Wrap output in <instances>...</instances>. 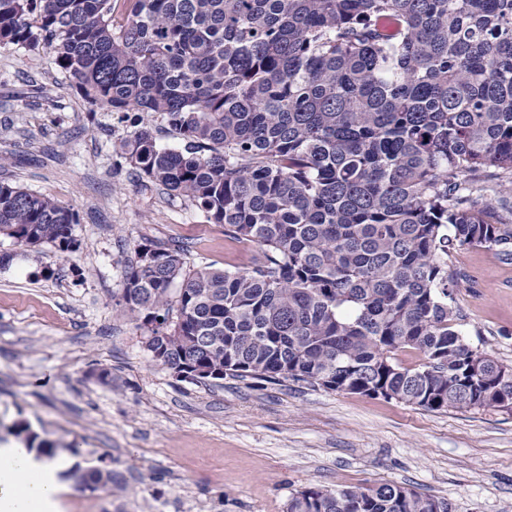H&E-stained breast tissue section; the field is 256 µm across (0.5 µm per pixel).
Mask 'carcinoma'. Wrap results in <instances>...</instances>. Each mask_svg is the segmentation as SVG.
Returning a JSON list of instances; mask_svg holds the SVG:
<instances>
[{"label":"carcinoma","instance_id":"1","mask_svg":"<svg viewBox=\"0 0 512 512\" xmlns=\"http://www.w3.org/2000/svg\"><path fill=\"white\" fill-rule=\"evenodd\" d=\"M48 50L94 110L140 127V176L244 270L148 240L118 304L192 380L291 378L429 411L498 409L512 366L473 350L451 246L512 258V0H0V46ZM182 141L162 147L151 122ZM78 215L0 181V236L73 251ZM181 288L172 294L171 285ZM409 349L419 363L404 365ZM288 512H451L395 483L308 487Z\"/></svg>","mask_w":512,"mask_h":512}]
</instances>
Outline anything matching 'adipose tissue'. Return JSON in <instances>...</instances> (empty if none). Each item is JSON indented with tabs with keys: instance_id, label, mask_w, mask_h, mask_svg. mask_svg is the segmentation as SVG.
<instances>
[{
	"instance_id": "ef3b65f1",
	"label": "adipose tissue",
	"mask_w": 512,
	"mask_h": 512,
	"mask_svg": "<svg viewBox=\"0 0 512 512\" xmlns=\"http://www.w3.org/2000/svg\"><path fill=\"white\" fill-rule=\"evenodd\" d=\"M59 458H36L23 446L0 448V512H54L63 485Z\"/></svg>"
}]
</instances>
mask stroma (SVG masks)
I'll use <instances>...</instances> for the list:
<instances>
[{
    "label": "stroma",
    "instance_id": "stroma-1",
    "mask_svg": "<svg viewBox=\"0 0 512 512\" xmlns=\"http://www.w3.org/2000/svg\"><path fill=\"white\" fill-rule=\"evenodd\" d=\"M137 119L90 112L48 51L0 47V180L77 213L76 250L18 253L0 237V447L24 423L69 461L58 512H287L311 486L391 482L453 512H512V414L428 411L292 380L191 382L153 362L117 304L148 240L179 242L188 266L248 267L187 199L142 178L120 142ZM465 276L461 330L512 366V259L453 249ZM112 370L111 385L92 375ZM112 472L105 489L84 483Z\"/></svg>",
    "mask_w": 512,
    "mask_h": 512
}]
</instances>
